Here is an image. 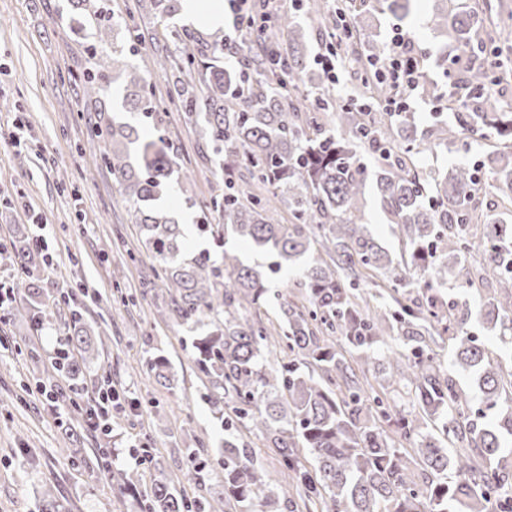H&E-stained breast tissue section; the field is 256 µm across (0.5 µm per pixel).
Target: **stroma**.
<instances>
[{"mask_svg":"<svg viewBox=\"0 0 512 512\" xmlns=\"http://www.w3.org/2000/svg\"><path fill=\"white\" fill-rule=\"evenodd\" d=\"M344 3L326 0L319 11L314 0H299L296 17L307 32L306 62L313 73L321 71L315 57ZM94 4L0 0V131L10 132L18 120L29 135L22 154L0 147V239L27 244L41 239L39 254L51 255L53 262L37 264L34 277L51 297L64 288L87 287V296L74 307L106 342L79 379L56 374L58 404L53 407L42 396L23 392L21 385L50 369L62 323L36 330L21 316L0 320V512H43L48 494L60 512H142L140 502L153 480L178 475L184 467V449L202 445L215 457L224 446L222 417L207 398L187 331L175 319L160 317L162 297L143 288L158 263L138 250V228L122 195L107 170L95 166L100 145L88 137L89 121L101 110L126 121L131 110L108 89L94 99L84 96L74 81L90 65L88 20ZM111 4L135 20L142 39L134 59L137 73L150 76L158 98L177 96L174 77L153 71L155 50L174 47L165 23L140 12L137 0ZM435 7V0H415L411 14L401 20L367 6L356 33L357 42L373 37L386 45L398 29L414 37L423 60L410 117L417 133L425 135L434 129L433 113L455 111L457 104L453 88L434 66L443 48L433 24ZM337 75V84L321 80L310 87V96L363 103L368 95L364 71L353 63L338 68ZM164 128L181 161L196 173L194 183L162 199L164 210L189 225L194 245L215 254L228 247L249 264L268 265L266 256L239 240L221 247L195 229L196 210L189 201L209 197L215 165L181 112L169 110ZM503 149L497 138L473 136L467 148L437 144L419 161L444 172L480 164ZM119 235L126 249H136L135 261L126 262V250L115 248ZM153 354L169 360L173 388H162L149 376L144 360ZM107 378L120 394L137 401L136 412L114 410L111 435L87 432L80 441L67 442L68 427L77 424L80 408ZM134 445L149 448L148 463L138 466L131 460ZM102 448L113 452L111 469L99 460Z\"/></svg>","mask_w":512,"mask_h":512,"instance_id":"stroma-1","label":"stroma"}]
</instances>
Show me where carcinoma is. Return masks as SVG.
<instances>
[{"label":"carcinoma","mask_w":512,"mask_h":512,"mask_svg":"<svg viewBox=\"0 0 512 512\" xmlns=\"http://www.w3.org/2000/svg\"><path fill=\"white\" fill-rule=\"evenodd\" d=\"M138 9L164 19L178 15L182 0H138ZM475 20L443 8L434 23L452 41L454 54L440 55L442 72L459 71L462 105L480 100V112H456L454 123L436 130L461 144L460 135L488 131L512 137V106L490 104L485 86L493 73L485 60L494 50L472 36L485 22L512 32V11L483 0ZM93 62L80 82L85 95L104 90L105 71L121 70L129 82L123 99L162 128L166 103L130 57L138 53L132 19L95 5ZM126 28L127 44L107 50L108 32ZM179 54L159 56L154 68L187 79L177 106L200 129L222 168L245 167L241 184L197 204V229L221 241L236 236L273 258L280 270L298 271L301 302L273 288L235 251L220 258L189 248L180 224L158 207L174 186L192 178L167 140L130 122L98 121L94 136L104 143L101 166L125 195L139 247L158 261L169 296L163 317L175 318L192 336V350L205 377L208 399L223 417L222 489L200 501L175 493L174 480L153 481L144 512H265L288 490L277 489L257 466L242 432L263 437L291 476L308 512H498L512 504V357L492 356L471 333L469 296L476 281L507 288L481 305L485 319L512 345V224L476 209L482 189L512 192V151L479 169L456 166L437 177L417 156L430 148L410 132L409 115L383 122L374 112L336 106V120L354 139L326 129L320 101L306 93L305 32L281 12L275 28H252L245 44L257 51L240 68L224 67V37L205 38L186 28L169 31ZM375 164L368 167L364 154ZM373 180L381 208L399 241L394 255L363 223L364 195ZM220 212L224 223L209 217ZM15 289L26 298L14 314L39 328L53 321L60 303L49 299L30 276L35 256L12 247ZM383 299V312L355 290L363 278ZM276 302L280 332L262 319L241 314ZM448 337L452 369L442 366L433 345ZM68 358L55 363L73 378L84 373L94 352L90 327L71 313L60 337ZM277 351L288 360L269 367ZM151 377L170 386L161 355L148 362ZM476 377L481 397L473 402L455 373ZM305 449L308 468L299 455ZM182 479H201L210 464L207 449H186Z\"/></svg>","instance_id":"carcinoma-1"}]
</instances>
